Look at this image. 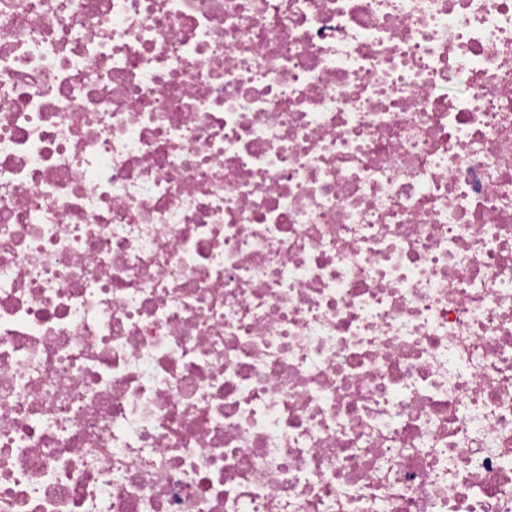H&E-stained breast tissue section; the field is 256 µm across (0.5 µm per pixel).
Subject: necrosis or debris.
<instances>
[{
  "mask_svg": "<svg viewBox=\"0 0 512 512\" xmlns=\"http://www.w3.org/2000/svg\"><path fill=\"white\" fill-rule=\"evenodd\" d=\"M0 512H512V0H0Z\"/></svg>",
  "mask_w": 512,
  "mask_h": 512,
  "instance_id": "1",
  "label": "necrosis or debris"
}]
</instances>
